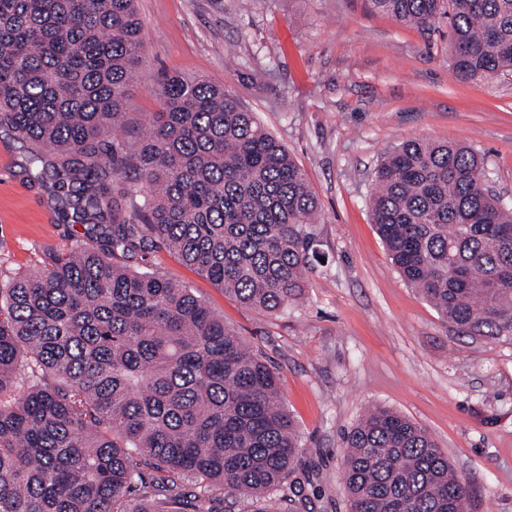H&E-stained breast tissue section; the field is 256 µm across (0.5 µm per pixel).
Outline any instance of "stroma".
Instances as JSON below:
<instances>
[{
	"label": "stroma",
	"mask_w": 512,
	"mask_h": 512,
	"mask_svg": "<svg viewBox=\"0 0 512 512\" xmlns=\"http://www.w3.org/2000/svg\"><path fill=\"white\" fill-rule=\"evenodd\" d=\"M143 53L129 90L137 147L171 76L223 85L305 171L324 259L297 306L250 310L175 255L148 267L201 298L276 372L302 440L311 512H349L341 438L370 407L424 428L469 488L468 512H512V343L458 335L393 266L372 220L374 173L410 139L471 144L512 200V76L452 65L448 21L421 30L367 0H136ZM27 151L0 129V286L84 239L57 223Z\"/></svg>",
	"instance_id": "obj_1"
}]
</instances>
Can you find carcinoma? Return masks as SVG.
I'll list each match as a JSON object with an SVG mask.
<instances>
[{"label":"carcinoma","mask_w":512,"mask_h":512,"mask_svg":"<svg viewBox=\"0 0 512 512\" xmlns=\"http://www.w3.org/2000/svg\"><path fill=\"white\" fill-rule=\"evenodd\" d=\"M448 19L460 78L512 75V0H369ZM135 0H0V127L29 143L58 223L89 242L0 288V512H224L293 483L278 377L190 289L127 261L166 250L240 304L304 295L319 203L224 87L164 82L139 149L116 144L141 64ZM468 145L385 153L373 221L404 280L463 336L512 341V206ZM130 198V210L121 199ZM350 512H465L435 439L384 407L343 436Z\"/></svg>","instance_id":"cac0c4a2"}]
</instances>
